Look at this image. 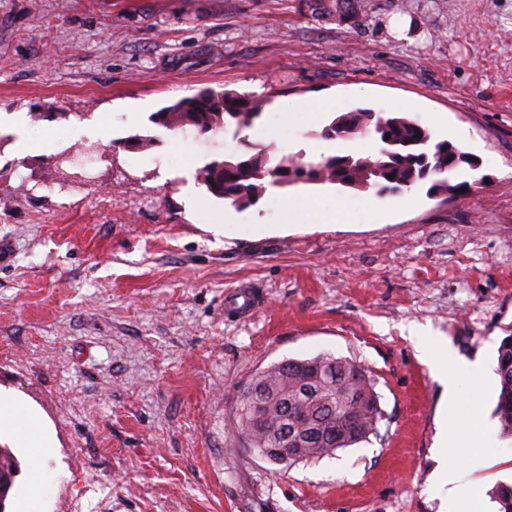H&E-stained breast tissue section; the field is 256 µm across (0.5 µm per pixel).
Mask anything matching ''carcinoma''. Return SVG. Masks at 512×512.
<instances>
[{"label":"carcinoma","instance_id":"obj_1","mask_svg":"<svg viewBox=\"0 0 512 512\" xmlns=\"http://www.w3.org/2000/svg\"><path fill=\"white\" fill-rule=\"evenodd\" d=\"M356 0H336L339 19L359 15ZM260 99L232 92L203 90L155 115V123L175 131L192 128L199 136L215 134L227 125L243 129L260 116ZM374 136L375 155H337L307 160L305 155L273 162L271 151L251 145L241 154L214 161L200 172L207 191L218 199L244 209L253 205L271 186L335 184L377 193H399L437 177L431 190L456 193L463 184H452L449 175L459 168L453 158L462 151L446 140H435L417 121L396 112L385 114L356 109L328 120L322 127L324 139ZM495 372L499 378L496 416L500 436L512 437V330L498 347ZM334 384L336 397L317 400L307 394L314 383ZM376 383L370 372L356 361L321 354L308 359H287L259 372L247 389L279 394V401L264 411L239 412L236 431L255 453L264 449L288 448V465L333 457L337 451L378 436L384 418ZM288 421L292 438L288 445L271 443V431ZM19 471L15 456L0 448V498H8ZM499 512H512V485L501 483L492 490Z\"/></svg>","mask_w":512,"mask_h":512}]
</instances>
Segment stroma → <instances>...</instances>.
<instances>
[{"label":"stroma","mask_w":512,"mask_h":512,"mask_svg":"<svg viewBox=\"0 0 512 512\" xmlns=\"http://www.w3.org/2000/svg\"><path fill=\"white\" fill-rule=\"evenodd\" d=\"M0 0V394L47 424L42 459L14 448L5 512H439L443 385L410 339L495 367L512 327V0ZM203 89L260 98L252 127L209 137L152 116ZM323 101L321 119L309 103ZM399 112L478 162L455 195L267 187L236 209L198 173L287 126L275 158L332 155L325 119ZM146 147L131 146L132 136ZM95 142L89 176L54 156ZM317 197L332 224L285 198ZM255 285L246 318L225 296ZM328 352L373 376L379 437L285 467L233 427L239 392L287 358ZM498 377L476 404L492 464L462 470L471 512L512 481ZM54 476L29 499L35 469Z\"/></svg>","instance_id":"1"}]
</instances>
